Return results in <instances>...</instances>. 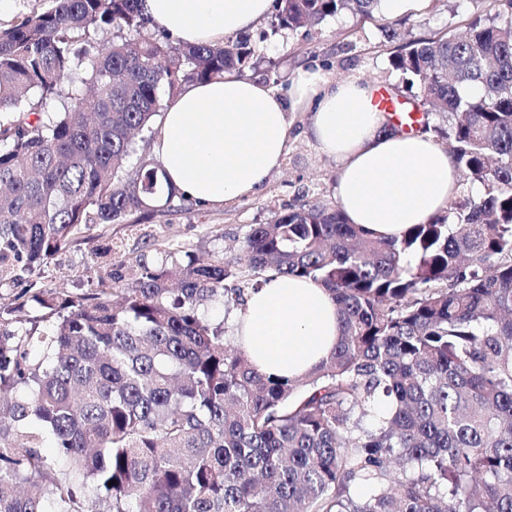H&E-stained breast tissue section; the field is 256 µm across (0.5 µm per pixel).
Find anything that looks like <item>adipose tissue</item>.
<instances>
[{"label":"adipose tissue","mask_w":512,"mask_h":512,"mask_svg":"<svg viewBox=\"0 0 512 512\" xmlns=\"http://www.w3.org/2000/svg\"><path fill=\"white\" fill-rule=\"evenodd\" d=\"M271 0H143L154 25L184 45L214 44L251 30ZM373 88L304 69L289 97L234 74L189 83L166 102L151 144L164 185L185 199L217 204L256 192L283 162L291 114L314 105L311 133L337 166L336 200L348 223L377 238L401 236L443 211L457 167L434 137L389 133ZM336 305L313 282L269 274L250 290L235 338L259 372L298 379L331 354Z\"/></svg>","instance_id":"ef3b65f1"}]
</instances>
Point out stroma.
<instances>
[{
	"label": "stroma",
	"instance_id": "stroma-1",
	"mask_svg": "<svg viewBox=\"0 0 512 512\" xmlns=\"http://www.w3.org/2000/svg\"><path fill=\"white\" fill-rule=\"evenodd\" d=\"M481 6V0H449L441 12L423 6L397 18L395 24L418 38L443 30L459 32L469 14ZM380 25L377 17L342 15L295 34L274 36L261 45L260 55L273 61L275 68L258 67L256 75L283 95L298 70L314 68L335 80L358 78L377 88L401 86V76L390 68L391 47L385 44ZM311 117V112L300 109L292 113L283 165L270 174L260 192L221 205L189 201L135 226H93L45 269L44 285L68 293L92 292L101 264L97 248L108 238L119 245L117 257L126 262L141 254L150 261L159 259L155 246L167 239L200 254L229 259L253 225L269 223L284 205L299 200L335 202L336 163L318 149L309 132Z\"/></svg>",
	"mask_w": 512,
	"mask_h": 512
}]
</instances>
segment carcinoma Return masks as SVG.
I'll list each match as a JSON object with an SVG mask.
<instances>
[{
  "label": "carcinoma",
  "instance_id": "carcinoma-1",
  "mask_svg": "<svg viewBox=\"0 0 512 512\" xmlns=\"http://www.w3.org/2000/svg\"><path fill=\"white\" fill-rule=\"evenodd\" d=\"M380 4L272 0L269 30ZM150 26L142 0H34L0 27V289L26 285L0 304V512H512V0L461 36L381 28L479 197L391 239L307 201L233 260L141 255L92 294L44 288L91 225L173 207L149 155L129 169L160 94L254 67L248 34L186 46ZM271 272L341 319L297 381L202 313L243 310Z\"/></svg>",
  "mask_w": 512,
  "mask_h": 512
}]
</instances>
